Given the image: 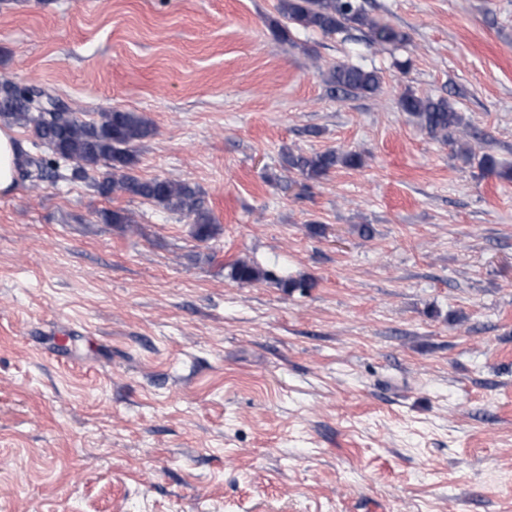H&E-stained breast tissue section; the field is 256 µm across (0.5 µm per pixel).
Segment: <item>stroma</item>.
<instances>
[{
	"instance_id": "1",
	"label": "stroma",
	"mask_w": 512,
	"mask_h": 512,
	"mask_svg": "<svg viewBox=\"0 0 512 512\" xmlns=\"http://www.w3.org/2000/svg\"><path fill=\"white\" fill-rule=\"evenodd\" d=\"M277 6L0 0V81L143 113L135 175L221 228L57 175L0 196V512H512V182L399 106L448 98L512 163V0H366L387 50L282 40ZM343 61L380 92L331 93ZM329 149L363 162L284 161ZM289 170L296 171L305 180H317L337 165L358 167L362 157L355 151L338 152L327 150L312 154L288 153L285 159ZM233 276L242 283L270 281L272 274L246 260H239L233 265Z\"/></svg>"
}]
</instances>
